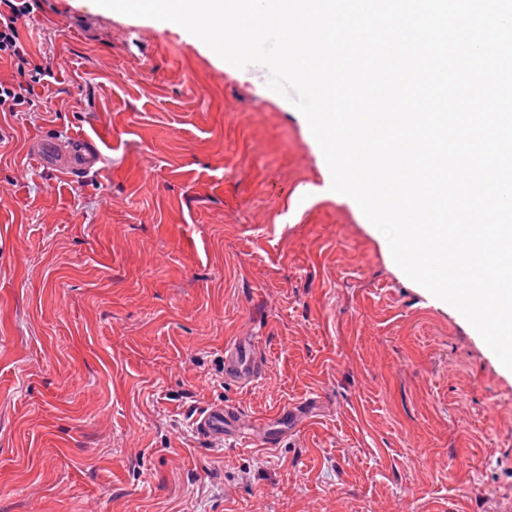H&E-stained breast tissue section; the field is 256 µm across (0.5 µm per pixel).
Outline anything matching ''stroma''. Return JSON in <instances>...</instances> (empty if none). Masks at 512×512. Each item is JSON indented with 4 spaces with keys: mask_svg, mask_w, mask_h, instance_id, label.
Returning <instances> with one entry per match:
<instances>
[{
    "mask_svg": "<svg viewBox=\"0 0 512 512\" xmlns=\"http://www.w3.org/2000/svg\"><path fill=\"white\" fill-rule=\"evenodd\" d=\"M19 26L49 73L37 111L0 112V512L512 501V370L331 191L265 67L85 0ZM71 132L98 163L43 168L34 145ZM238 336L256 385L224 377ZM215 404L250 439L199 437Z\"/></svg>",
    "mask_w": 512,
    "mask_h": 512,
    "instance_id": "stroma-1",
    "label": "stroma"
}]
</instances>
